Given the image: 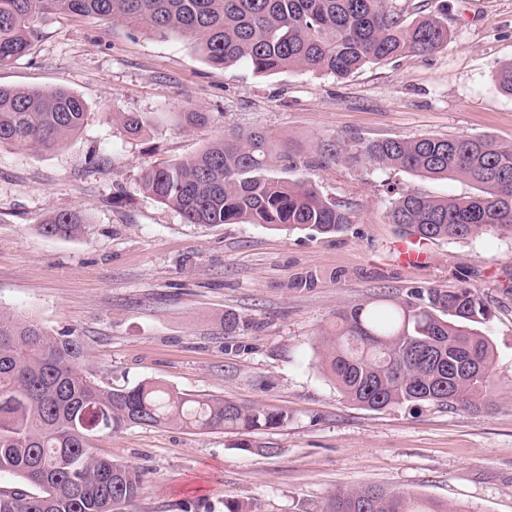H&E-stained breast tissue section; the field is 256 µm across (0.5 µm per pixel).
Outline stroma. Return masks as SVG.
<instances>
[{"mask_svg":"<svg viewBox=\"0 0 512 512\" xmlns=\"http://www.w3.org/2000/svg\"><path fill=\"white\" fill-rule=\"evenodd\" d=\"M408 19L444 13L449 39L338 78L254 73L206 64L183 38L96 17L54 14L0 84L84 99L83 129L51 151L0 145V308L53 334L72 330L85 368L104 386L159 381L180 392L286 409L287 426L192 433L133 426L97 438L98 455L139 467L125 512H322L338 489L377 486L448 505L512 512V236L487 230L426 242L425 263L401 261L406 236L389 218L399 192L468 195L469 183L365 166L305 167L351 216L344 233L258 224H187L142 191L149 165L199 153L259 128L313 156L320 140L489 137L512 144V96L495 70L512 60V0H392ZM207 112L204 128L176 112ZM159 113L130 137L119 113ZM87 221L78 237L40 226L58 213ZM415 287L472 288L493 312L487 410L349 402L322 366V336L338 309L398 300ZM243 323L224 333L225 314Z\"/></svg>","mask_w":512,"mask_h":512,"instance_id":"stroma-1","label":"stroma"}]
</instances>
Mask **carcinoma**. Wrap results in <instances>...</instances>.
<instances>
[{"label":"carcinoma","instance_id":"obj_1","mask_svg":"<svg viewBox=\"0 0 512 512\" xmlns=\"http://www.w3.org/2000/svg\"><path fill=\"white\" fill-rule=\"evenodd\" d=\"M120 21L161 37L178 34L209 65L247 63L258 74L308 71L345 77L368 64L448 43L440 16L408 22L390 0H0V69L26 54L48 15ZM499 91L512 95V61L498 67ZM87 103L66 88L0 85V144L51 149L77 134ZM138 136L157 118L122 113ZM185 128L206 112H180ZM297 155L275 149L264 131L234 132L197 155L153 165L140 187L187 224H261L272 230L343 232L351 217L304 180L273 176ZM370 165L427 178H459L477 193L434 197L399 193L391 222L418 242L467 239L487 228L512 235V145L485 136L381 137L320 141L310 167ZM84 221L58 213L47 236H76ZM492 319L478 292L411 289L386 309L356 305L336 313L323 340V364L343 395L363 407L434 404L479 411L492 395L493 346L478 329ZM87 348L72 331L52 335L32 318L0 309V474L25 487L0 491V512H120L138 497L143 474L97 455L93 441L131 425L189 431L280 428L288 411L243 406L179 392L163 383L102 387L84 370ZM324 512H448L437 502L378 487L338 489Z\"/></svg>","mask_w":512,"mask_h":512}]
</instances>
